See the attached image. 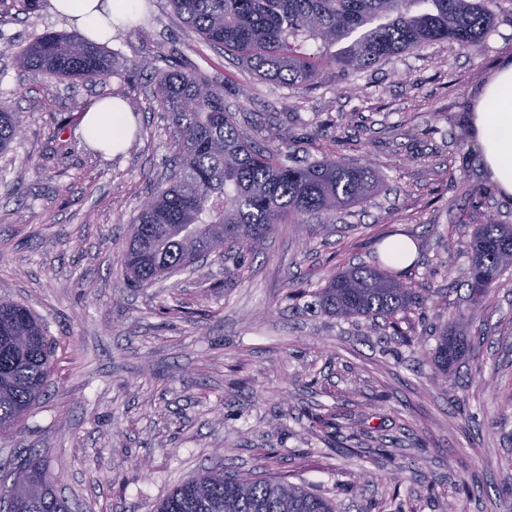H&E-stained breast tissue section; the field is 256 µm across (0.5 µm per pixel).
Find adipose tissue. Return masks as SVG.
<instances>
[{
  "mask_svg": "<svg viewBox=\"0 0 512 512\" xmlns=\"http://www.w3.org/2000/svg\"><path fill=\"white\" fill-rule=\"evenodd\" d=\"M57 14L70 27L87 36H98L107 18L134 21L140 0H51ZM476 124L491 179L503 193L512 194V65L503 66L486 86ZM134 125L131 113L114 99L96 103L84 117V131L107 152L124 147Z\"/></svg>",
  "mask_w": 512,
  "mask_h": 512,
  "instance_id": "ef3b65f1",
  "label": "adipose tissue"
}]
</instances>
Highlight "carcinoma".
Returning <instances> with one entry per match:
<instances>
[{
  "label": "carcinoma",
  "instance_id": "cac0c4a2",
  "mask_svg": "<svg viewBox=\"0 0 512 512\" xmlns=\"http://www.w3.org/2000/svg\"><path fill=\"white\" fill-rule=\"evenodd\" d=\"M182 22L224 47L259 76L309 88L331 67L336 77L448 42L475 55L493 28L497 0H168ZM314 46L316 52L301 47ZM18 64L50 78L96 81L123 75L98 43L75 33L46 32L17 54ZM161 107L175 127V154L164 183L130 225L121 255L135 288L192 268L206 254H243L282 224L325 221L368 202L384 176L366 165L322 157L296 163L274 133L258 146L224 105V87L173 62L157 74ZM478 101L461 103L459 145L478 137ZM21 116L0 109V154L21 131ZM463 285L474 298L512 271V224L479 225L467 243ZM320 312L339 320H395L428 298L399 274L377 266L343 268L312 294ZM57 343L27 307L0 298V442L24 424L44 396ZM470 351L467 336L443 330L427 352L436 373ZM0 494V512H69L46 468L30 451ZM156 512H335L330 499L303 487L208 472L164 498Z\"/></svg>",
  "mask_w": 512,
  "mask_h": 512
}]
</instances>
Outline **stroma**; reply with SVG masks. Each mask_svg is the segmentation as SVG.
<instances>
[{"instance_id":"obj_1","label":"stroma","mask_w":512,"mask_h":512,"mask_svg":"<svg viewBox=\"0 0 512 512\" xmlns=\"http://www.w3.org/2000/svg\"><path fill=\"white\" fill-rule=\"evenodd\" d=\"M494 12L481 55L438 42L344 79L326 70L307 92L203 42L168 0H143L105 43L116 66L151 60L128 80L48 78L0 55V107L23 119L0 154V297L29 306L57 342L48 390L0 446V471L36 449L72 512H155L182 482L218 469L322 493L336 512L391 497L405 512H512V276L477 302L462 284L463 246L489 219L512 224V196L465 195L486 171L478 142L458 146L453 121L512 59V0ZM69 30L49 0L31 13L0 0V38L15 50ZM172 61L222 85L252 141L277 133L298 158L368 165L383 186L326 226L288 224L245 256L211 255L129 287L124 231L173 154L156 98V72ZM107 97L134 117L115 156L83 128ZM394 232L415 247V287L438 291L400 315V333L290 297L375 264L379 238ZM447 326L465 330L473 351L442 378L420 348ZM326 408L357 433L363 458L313 423ZM264 449L274 458L261 460Z\"/></svg>"}]
</instances>
